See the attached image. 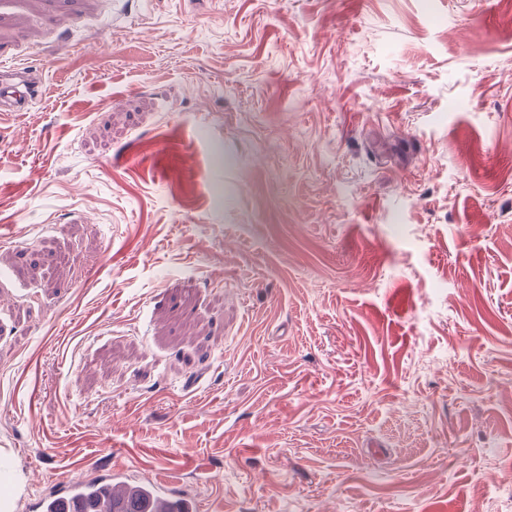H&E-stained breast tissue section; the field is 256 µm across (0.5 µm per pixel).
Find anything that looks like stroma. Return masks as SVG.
I'll return each instance as SVG.
<instances>
[{
    "label": "stroma",
    "instance_id": "35a3bbf8",
    "mask_svg": "<svg viewBox=\"0 0 512 512\" xmlns=\"http://www.w3.org/2000/svg\"><path fill=\"white\" fill-rule=\"evenodd\" d=\"M0 483L512 512V0H0ZM23 87L24 91L19 90ZM32 81L22 70L0 71V98L3 105L10 112L24 110L34 98Z\"/></svg>",
    "mask_w": 512,
    "mask_h": 512
}]
</instances>
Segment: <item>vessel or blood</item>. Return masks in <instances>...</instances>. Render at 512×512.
I'll return each instance as SVG.
<instances>
[{"instance_id": "b4317fda", "label": "vessel or blood", "mask_w": 512, "mask_h": 512, "mask_svg": "<svg viewBox=\"0 0 512 512\" xmlns=\"http://www.w3.org/2000/svg\"><path fill=\"white\" fill-rule=\"evenodd\" d=\"M34 97L32 82L21 70L0 71V104L8 111L24 110ZM129 482L113 478L95 484L75 477L67 479L55 496L40 499L37 512H127L131 500ZM145 512H198L194 500L150 487Z\"/></svg>"}]
</instances>
